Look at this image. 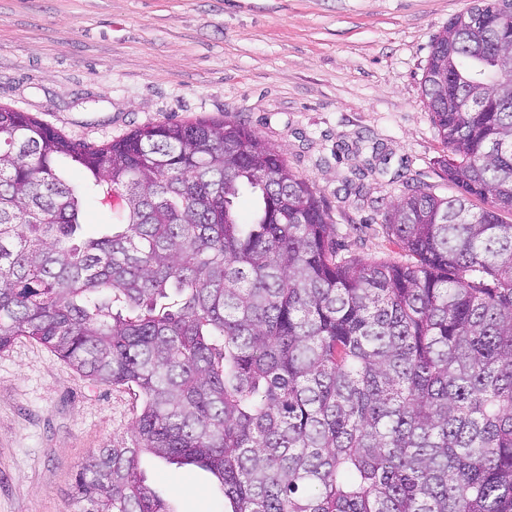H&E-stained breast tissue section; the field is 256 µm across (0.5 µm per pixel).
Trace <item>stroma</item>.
Here are the masks:
<instances>
[{"label": "stroma", "mask_w": 512, "mask_h": 512, "mask_svg": "<svg viewBox=\"0 0 512 512\" xmlns=\"http://www.w3.org/2000/svg\"><path fill=\"white\" fill-rule=\"evenodd\" d=\"M472 0H0V105L76 142L201 117L246 123L313 181L347 254L404 263L382 222L450 193L423 95L434 38ZM360 195L343 190L356 169ZM137 392L21 337L0 351V512H76L74 475L129 441ZM171 512H224L216 479L142 456Z\"/></svg>", "instance_id": "obj_1"}]
</instances>
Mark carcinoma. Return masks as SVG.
Segmentation results:
<instances>
[{"label": "carcinoma", "mask_w": 512, "mask_h": 512, "mask_svg": "<svg viewBox=\"0 0 512 512\" xmlns=\"http://www.w3.org/2000/svg\"><path fill=\"white\" fill-rule=\"evenodd\" d=\"M423 94L457 194L386 212L406 265L340 255L313 183L241 121L87 145L0 106V350L141 397L130 442L77 470L78 512H170L144 454L206 467L224 512H512V13L453 17ZM89 200L111 221L79 241Z\"/></svg>", "instance_id": "obj_1"}]
</instances>
